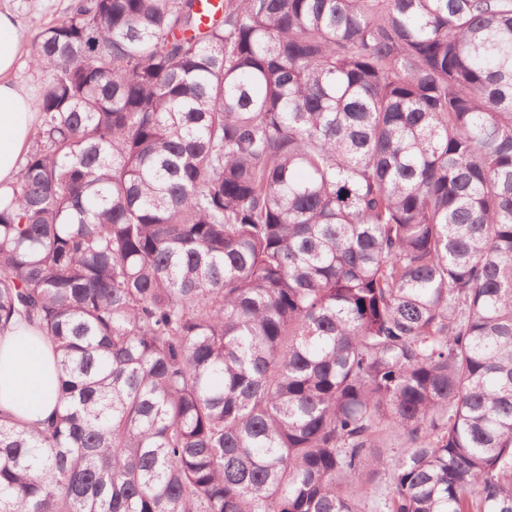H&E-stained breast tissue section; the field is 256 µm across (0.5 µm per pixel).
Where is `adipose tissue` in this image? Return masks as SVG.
I'll return each mask as SVG.
<instances>
[{
  "label": "adipose tissue",
  "mask_w": 512,
  "mask_h": 512,
  "mask_svg": "<svg viewBox=\"0 0 512 512\" xmlns=\"http://www.w3.org/2000/svg\"><path fill=\"white\" fill-rule=\"evenodd\" d=\"M23 36L14 14L0 10V184L14 181L36 115L16 81ZM59 374L51 344L25 324L0 337V411L34 424L58 408Z\"/></svg>",
  "instance_id": "1"
}]
</instances>
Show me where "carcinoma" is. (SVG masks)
<instances>
[{
  "label": "carcinoma",
  "mask_w": 512,
  "mask_h": 512,
  "mask_svg": "<svg viewBox=\"0 0 512 512\" xmlns=\"http://www.w3.org/2000/svg\"><path fill=\"white\" fill-rule=\"evenodd\" d=\"M201 4L34 37L0 512H512V0ZM59 374L51 344L20 323L0 338V411L34 424L58 408Z\"/></svg>",
  "instance_id": "obj_1"
}]
</instances>
